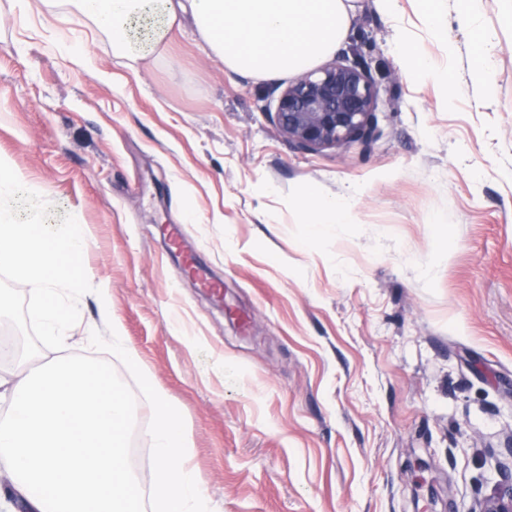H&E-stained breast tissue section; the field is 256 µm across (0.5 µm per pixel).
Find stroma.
Masks as SVG:
<instances>
[{"instance_id": "1", "label": "stroma", "mask_w": 512, "mask_h": 512, "mask_svg": "<svg viewBox=\"0 0 512 512\" xmlns=\"http://www.w3.org/2000/svg\"><path fill=\"white\" fill-rule=\"evenodd\" d=\"M67 9L0 0V159L52 223L84 224L212 512H440L435 480L471 512L512 440V0H481L472 25L459 0H349L336 54L370 72L379 137L313 153L273 121L287 78L225 72L191 20L129 62L87 17L55 28ZM409 49L427 71H405ZM311 187L351 196L348 217L309 224ZM495 55V46L489 43L482 44L481 50L474 62L472 74L474 79L483 87L484 95L481 104L490 102L494 93L491 79V59Z\"/></svg>"}]
</instances>
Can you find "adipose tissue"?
Wrapping results in <instances>:
<instances>
[{
    "label": "adipose tissue",
    "mask_w": 512,
    "mask_h": 512,
    "mask_svg": "<svg viewBox=\"0 0 512 512\" xmlns=\"http://www.w3.org/2000/svg\"><path fill=\"white\" fill-rule=\"evenodd\" d=\"M112 38V53L131 61L166 46L178 22L173 0H70ZM209 56L225 70L276 77L329 55L349 21L345 0H190Z\"/></svg>",
    "instance_id": "obj_1"
}]
</instances>
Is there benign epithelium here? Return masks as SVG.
<instances>
[{"label": "benign epithelium", "instance_id": "benign-epithelium-1", "mask_svg": "<svg viewBox=\"0 0 512 512\" xmlns=\"http://www.w3.org/2000/svg\"><path fill=\"white\" fill-rule=\"evenodd\" d=\"M377 99L366 69L335 61L301 74L281 92L274 123L298 152L351 145L367 149L378 136ZM470 512H512V464L501 465L498 489Z\"/></svg>", "mask_w": 512, "mask_h": 512}]
</instances>
